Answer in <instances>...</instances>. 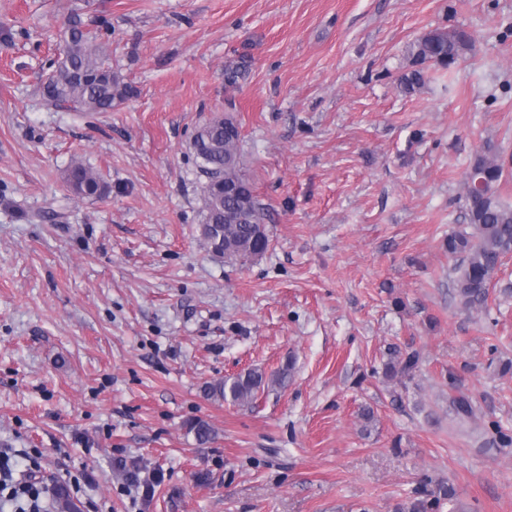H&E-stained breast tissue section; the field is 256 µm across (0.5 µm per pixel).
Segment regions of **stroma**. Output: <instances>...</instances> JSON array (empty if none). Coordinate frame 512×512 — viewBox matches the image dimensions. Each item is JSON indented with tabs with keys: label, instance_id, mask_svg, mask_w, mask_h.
<instances>
[{
	"label": "stroma",
	"instance_id": "35a3bbf8",
	"mask_svg": "<svg viewBox=\"0 0 512 512\" xmlns=\"http://www.w3.org/2000/svg\"><path fill=\"white\" fill-rule=\"evenodd\" d=\"M112 22L134 97L54 108L42 64L72 14ZM0 448L100 512H404L428 481L456 512H512V255L462 307L448 235L485 145L512 204V0H0ZM470 51L419 68L426 32ZM244 66L237 87L226 67ZM241 133L268 251L214 256L190 144ZM110 193L74 194L73 163ZM414 353L411 376L387 363ZM287 371L245 405L207 384ZM472 401L456 416L451 395ZM372 419H364V412ZM214 440L197 443L190 422ZM152 482L149 499L124 487Z\"/></svg>",
	"mask_w": 512,
	"mask_h": 512
}]
</instances>
